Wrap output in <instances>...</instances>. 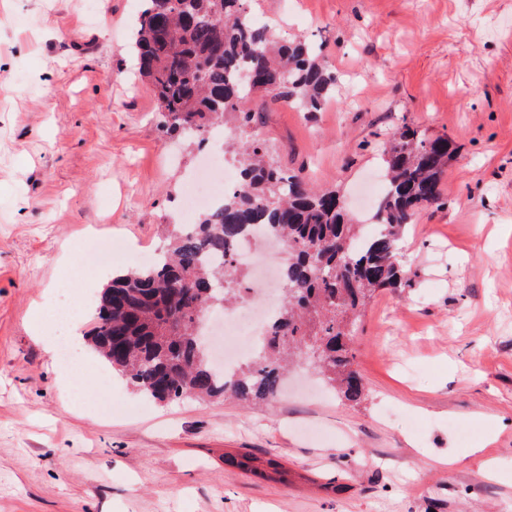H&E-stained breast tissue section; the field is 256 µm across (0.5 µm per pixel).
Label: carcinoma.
<instances>
[{"instance_id": "carcinoma-1", "label": "carcinoma", "mask_w": 512, "mask_h": 512, "mask_svg": "<svg viewBox=\"0 0 512 512\" xmlns=\"http://www.w3.org/2000/svg\"><path fill=\"white\" fill-rule=\"evenodd\" d=\"M275 26L255 21L242 0H142L133 28L132 47L162 126L202 141L237 122L225 142L239 170L235 187L192 229L172 236L149 266L113 274L95 305L91 346L158 402L226 394L265 402L280 393L283 362L293 359L313 364L326 385L359 401L366 386L348 355L355 322L376 291L410 285L399 241L422 210L440 203L455 149L408 124L388 133L381 227L369 236L338 205V191L271 162L265 140L247 131L254 106L319 112L336 89L323 47L302 36L279 41ZM258 228L288 246L283 298L259 355L227 381L197 342L198 323L209 301L227 304L238 294L234 247Z\"/></svg>"}]
</instances>
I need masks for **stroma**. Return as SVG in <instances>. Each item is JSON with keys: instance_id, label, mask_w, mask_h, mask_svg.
I'll return each instance as SVG.
<instances>
[{"instance_id": "35a3bbf8", "label": "stroma", "mask_w": 512, "mask_h": 512, "mask_svg": "<svg viewBox=\"0 0 512 512\" xmlns=\"http://www.w3.org/2000/svg\"><path fill=\"white\" fill-rule=\"evenodd\" d=\"M294 2L252 8L322 45L337 83L321 112H255L279 164L359 219L391 129L456 147L401 240L410 286L357 322L364 398L311 392L300 367L261 406L159 404L91 352L81 391L61 387L29 319L73 276L62 252L163 251L197 221L174 203L208 145L159 125L140 0H0V512H512V0Z\"/></svg>"}]
</instances>
